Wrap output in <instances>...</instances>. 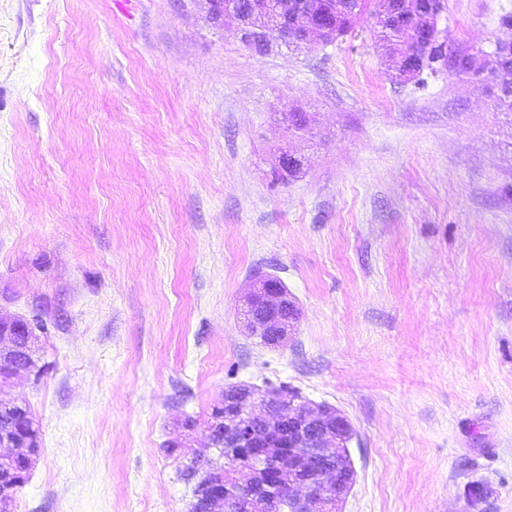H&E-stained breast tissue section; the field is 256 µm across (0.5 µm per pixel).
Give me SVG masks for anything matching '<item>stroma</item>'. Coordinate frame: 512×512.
Returning a JSON list of instances; mask_svg holds the SVG:
<instances>
[{
  "label": "stroma",
  "mask_w": 512,
  "mask_h": 512,
  "mask_svg": "<svg viewBox=\"0 0 512 512\" xmlns=\"http://www.w3.org/2000/svg\"><path fill=\"white\" fill-rule=\"evenodd\" d=\"M509 12L446 0L449 54ZM374 27L258 54L204 0H0V313L44 324L0 385L42 433L11 512H189L184 418L282 383L354 429L341 512H512V112L397 80ZM264 275L276 349L241 318ZM270 282L283 284L277 277L267 276ZM258 306L262 307L256 314ZM293 309V311H292ZM296 306L288 296V290L271 285L267 281H257L245 301L244 322L248 331L255 335L273 336L270 347H279L288 341L296 323ZM289 311H292L289 314ZM288 312V315L285 313Z\"/></svg>",
  "instance_id": "1"
}]
</instances>
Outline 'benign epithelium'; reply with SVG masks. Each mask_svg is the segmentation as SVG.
<instances>
[{
  "instance_id": "obj_1",
  "label": "benign epithelium",
  "mask_w": 512,
  "mask_h": 512,
  "mask_svg": "<svg viewBox=\"0 0 512 512\" xmlns=\"http://www.w3.org/2000/svg\"><path fill=\"white\" fill-rule=\"evenodd\" d=\"M208 14L219 6L221 17L243 21L238 0H207ZM446 9L445 0H420L418 12L407 14L396 0H379L382 19L395 25L411 19L425 38L438 32V23ZM246 10L256 18L255 28L271 33L276 40L308 44L336 35V18L310 20L307 0H248ZM296 306L288 290L267 281L257 282L245 301L243 315L248 331L273 337L270 346L288 341L296 323ZM224 411L204 427L205 438L220 437L227 458L250 459V479L245 484L250 497L270 502L283 484V468H288V493L284 497L288 512H334L351 490L355 472L347 453L351 424L339 411L322 404H311L279 389L264 393L240 384L224 391ZM0 447L17 452L0 455V497L21 484L13 471L14 460L27 443L10 429L0 430ZM212 487L211 503L224 505L231 512L232 498L224 487L221 469L208 471Z\"/></svg>"
}]
</instances>
